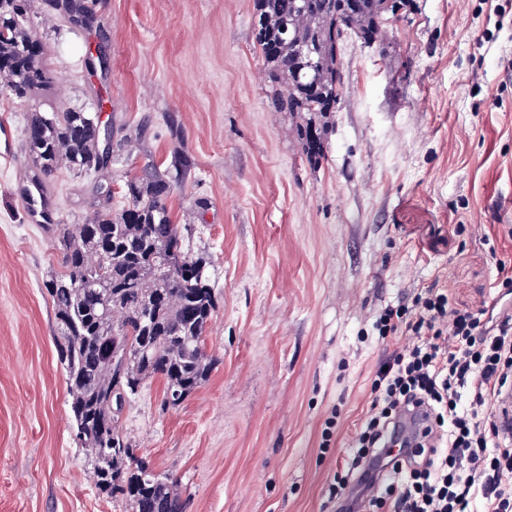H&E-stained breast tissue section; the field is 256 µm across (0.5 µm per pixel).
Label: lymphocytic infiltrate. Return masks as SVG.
Segmentation results:
<instances>
[{
    "label": "lymphocytic infiltrate",
    "instance_id": "f902f5d3",
    "mask_svg": "<svg viewBox=\"0 0 512 512\" xmlns=\"http://www.w3.org/2000/svg\"><path fill=\"white\" fill-rule=\"evenodd\" d=\"M512 276L493 303L471 307L452 289H410L376 321L378 336L412 337L385 350L347 474L335 475L337 512H512V442L491 424L512 390ZM424 410L423 438L406 421Z\"/></svg>",
    "mask_w": 512,
    "mask_h": 512
}]
</instances>
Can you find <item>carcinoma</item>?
I'll return each instance as SVG.
<instances>
[{"label": "carcinoma", "instance_id": "cac0c4a2", "mask_svg": "<svg viewBox=\"0 0 512 512\" xmlns=\"http://www.w3.org/2000/svg\"><path fill=\"white\" fill-rule=\"evenodd\" d=\"M257 45L278 112L331 111L339 96L337 45L348 33L370 42L389 0H256ZM31 0H0V75L19 98L47 91L46 49L28 28ZM75 29L97 20L94 0H66ZM98 118L82 109L38 112L25 149L45 192L64 164L82 175L107 165L95 151ZM179 173L145 171L126 184L118 213L96 211L57 237L61 270L45 288L52 300L56 352L65 371L76 438L89 452L96 488L129 512H184L171 478L157 473L120 427L143 382H164L162 405L179 407L209 378L205 352L217 307L204 265L185 251L166 200Z\"/></svg>", "mask_w": 512, "mask_h": 512}]
</instances>
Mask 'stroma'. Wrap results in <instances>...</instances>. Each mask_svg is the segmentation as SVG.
Returning a JSON list of instances; mask_svg holds the SVG:
<instances>
[{
	"instance_id": "obj_1",
	"label": "stroma",
	"mask_w": 512,
	"mask_h": 512,
	"mask_svg": "<svg viewBox=\"0 0 512 512\" xmlns=\"http://www.w3.org/2000/svg\"><path fill=\"white\" fill-rule=\"evenodd\" d=\"M94 9L78 31L33 0L52 91L19 99L0 82V512H126L73 439L45 283L57 230L121 210L126 182L178 149L189 170L167 206L217 298L216 364L166 412L162 380H146L120 426L186 512H336L328 485L365 419L381 311L434 284L477 306L512 270V0H396L372 43L345 37L316 158L308 113L271 104L256 0ZM69 108L98 113L112 163L49 177V230L25 200V128Z\"/></svg>"
}]
</instances>
